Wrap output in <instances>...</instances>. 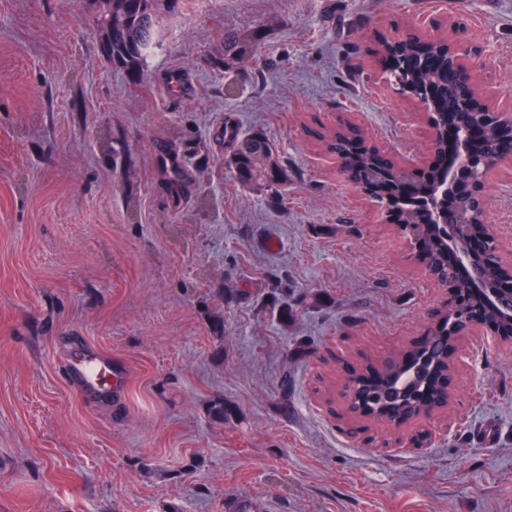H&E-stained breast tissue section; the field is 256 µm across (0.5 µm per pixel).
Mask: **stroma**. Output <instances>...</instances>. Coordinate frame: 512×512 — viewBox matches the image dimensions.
Returning <instances> with one entry per match:
<instances>
[{
    "label": "stroma",
    "mask_w": 512,
    "mask_h": 512,
    "mask_svg": "<svg viewBox=\"0 0 512 512\" xmlns=\"http://www.w3.org/2000/svg\"><path fill=\"white\" fill-rule=\"evenodd\" d=\"M102 8L0 0V512H512L510 343L461 341L448 406L350 435L352 376L422 346L448 291L320 142L350 121L431 163L380 44L462 21L512 94V0H162L137 78L99 55ZM226 122L274 143L279 194L236 179ZM486 197L511 264L512 157ZM82 343L123 395L69 383ZM265 39L263 29L251 31L225 30L224 55L217 59L214 66L224 72L240 66L245 60L253 58Z\"/></svg>",
    "instance_id": "1"
}]
</instances>
